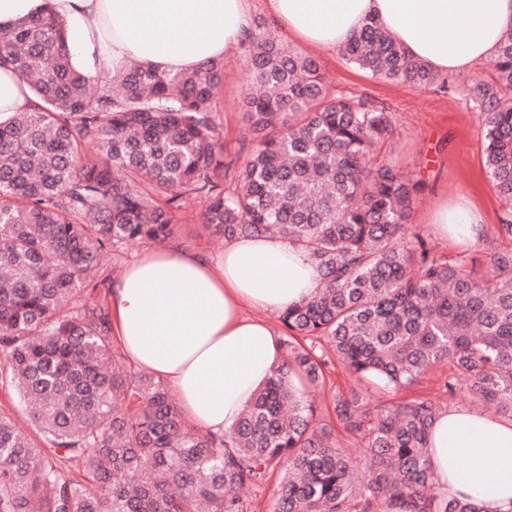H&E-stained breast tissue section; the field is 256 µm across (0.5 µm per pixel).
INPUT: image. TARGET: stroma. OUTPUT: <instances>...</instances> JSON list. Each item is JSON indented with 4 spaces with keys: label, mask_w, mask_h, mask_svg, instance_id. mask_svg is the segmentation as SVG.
<instances>
[{
    "label": "stroma",
    "mask_w": 512,
    "mask_h": 512,
    "mask_svg": "<svg viewBox=\"0 0 512 512\" xmlns=\"http://www.w3.org/2000/svg\"><path fill=\"white\" fill-rule=\"evenodd\" d=\"M317 60L330 96L364 98L390 112L393 135L384 155L422 185L413 204L409 237H421L438 256H465L470 266L480 273L489 270L494 255L512 252V236L499 229L506 205L491 185L484 166L483 118L464 92L472 76L487 75L488 66L478 67L471 76L449 75L453 89L443 92L434 87L424 88L373 77L347 64L337 52L318 54ZM246 83L245 51L240 48L224 58V79L217 101L224 150L231 155L254 137L241 109ZM461 199L468 200L483 218V235L473 244L439 238L431 224V216L440 205ZM201 210V205L191 202L177 212V230L173 240L208 256H220L224 244L204 227ZM449 372L448 365L444 364L409 388L397 392L370 388L366 396L373 404L430 398L444 408L469 406L465 386H458L451 395L441 392L440 380ZM354 385L346 370L335 367L317 399V414L320 419L334 424L335 437L342 446L356 451L362 442L359 437L336 426L333 404L336 393Z\"/></svg>",
    "instance_id": "1"
}]
</instances>
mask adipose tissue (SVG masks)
Segmentation results:
<instances>
[{"instance_id": "1", "label": "adipose tissue", "mask_w": 512, "mask_h": 512, "mask_svg": "<svg viewBox=\"0 0 512 512\" xmlns=\"http://www.w3.org/2000/svg\"><path fill=\"white\" fill-rule=\"evenodd\" d=\"M280 33L310 48H341L368 19L438 73L491 61L512 31V0H265ZM62 19L73 65L89 77L136 61L191 71L236 50L252 0H0V28L44 13ZM435 232L482 235L469 204L441 207ZM315 264L280 236H240L207 258L177 244L149 249L109 290L114 329L132 366L165 381L182 415L205 432L230 430L284 354L270 313L313 296ZM428 454L441 496L480 512H512V423L465 407L440 411Z\"/></svg>"}]
</instances>
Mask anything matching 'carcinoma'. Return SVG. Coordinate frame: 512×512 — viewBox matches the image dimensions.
Here are the masks:
<instances>
[{
	"mask_svg": "<svg viewBox=\"0 0 512 512\" xmlns=\"http://www.w3.org/2000/svg\"><path fill=\"white\" fill-rule=\"evenodd\" d=\"M247 44L255 136L229 160L216 106L224 62L179 73L131 62L115 91L74 69L60 18L0 31V66L34 97L0 122V385L37 434L0 413V512H245L239 491L272 478L270 512H479L437 492L426 456L435 401L334 396L337 420L364 441L361 486L310 390L334 364L400 390L447 363L444 392L463 382L512 421V253L480 274L463 256L406 242L421 185L377 158L389 113L329 97L319 63L263 20ZM341 54L379 78L439 82L373 20ZM491 70L466 96L484 115L492 186L511 204L512 33ZM190 200L203 202L212 234L283 236L322 276L279 314L284 362L222 436L198 430L162 380L132 367L96 295L112 280L105 256L166 241Z\"/></svg>",
	"mask_w": 512,
	"mask_h": 512,
	"instance_id": "1",
	"label": "carcinoma"
}]
</instances>
